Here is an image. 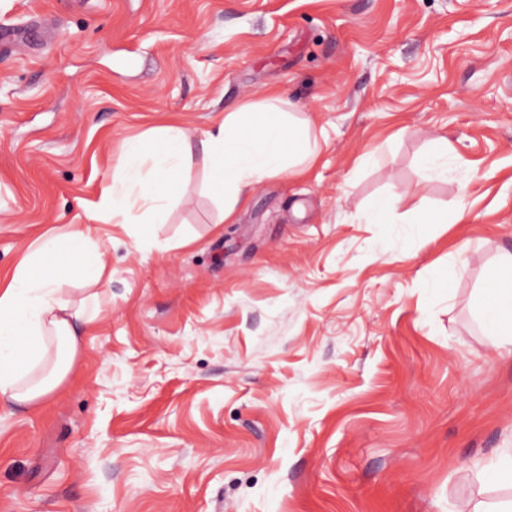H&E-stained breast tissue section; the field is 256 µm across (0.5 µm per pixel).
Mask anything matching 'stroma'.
I'll use <instances>...</instances> for the list:
<instances>
[{
    "label": "stroma",
    "instance_id": "1",
    "mask_svg": "<svg viewBox=\"0 0 512 512\" xmlns=\"http://www.w3.org/2000/svg\"><path fill=\"white\" fill-rule=\"evenodd\" d=\"M2 29L0 274L85 223L151 128L191 130L198 154L276 87L321 151L229 224L200 165L141 246L89 224L110 297L58 389L0 399V512L512 501L491 476L512 354L481 321L512 252V0H0ZM441 139L452 170L430 179ZM380 199L391 223H367Z\"/></svg>",
    "mask_w": 512,
    "mask_h": 512
}]
</instances>
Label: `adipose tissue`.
I'll return each instance as SVG.
<instances>
[{
	"instance_id": "1",
	"label": "adipose tissue",
	"mask_w": 512,
	"mask_h": 512,
	"mask_svg": "<svg viewBox=\"0 0 512 512\" xmlns=\"http://www.w3.org/2000/svg\"><path fill=\"white\" fill-rule=\"evenodd\" d=\"M282 92L225 113L205 133L203 164L210 190L222 201L220 223L258 184L298 175L314 164L318 136L310 120L286 111ZM189 132L176 124L154 129L148 141L131 143L112 183L107 216L124 225L133 245L148 235V223H163L176 177L194 165ZM495 348L512 346V253L493 269ZM112 269L88 228L65 233L47 229L13 272L0 277V396L29 408L55 391L73 368L84 336L99 322L101 300Z\"/></svg>"
}]
</instances>
